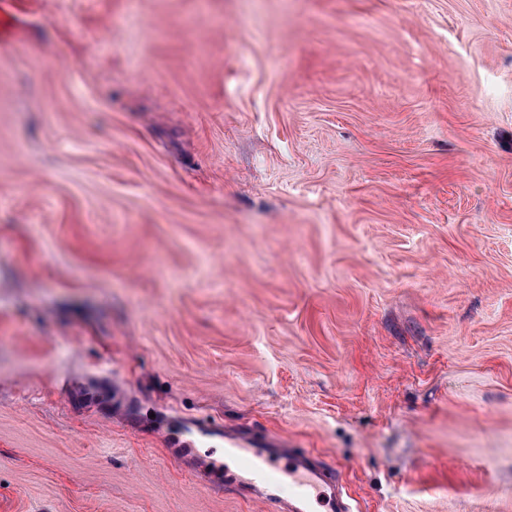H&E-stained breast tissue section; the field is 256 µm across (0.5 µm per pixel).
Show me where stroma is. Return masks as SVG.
Listing matches in <instances>:
<instances>
[{"label":"stroma","mask_w":512,"mask_h":512,"mask_svg":"<svg viewBox=\"0 0 512 512\" xmlns=\"http://www.w3.org/2000/svg\"><path fill=\"white\" fill-rule=\"evenodd\" d=\"M0 43V512H512V0H24ZM224 488L260 500L274 512H355L341 471L311 452L294 448L287 436H251L224 430Z\"/></svg>","instance_id":"35a3bbf8"}]
</instances>
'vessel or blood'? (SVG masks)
Instances as JSON below:
<instances>
[{
    "mask_svg": "<svg viewBox=\"0 0 512 512\" xmlns=\"http://www.w3.org/2000/svg\"><path fill=\"white\" fill-rule=\"evenodd\" d=\"M224 454L234 459V467L213 462V475L223 476L225 488L236 495L262 501L272 512H355L341 471L294 447L287 436L228 431Z\"/></svg>",
    "mask_w": 512,
    "mask_h": 512,
    "instance_id": "b4317fda",
    "label": "vessel or blood"
}]
</instances>
